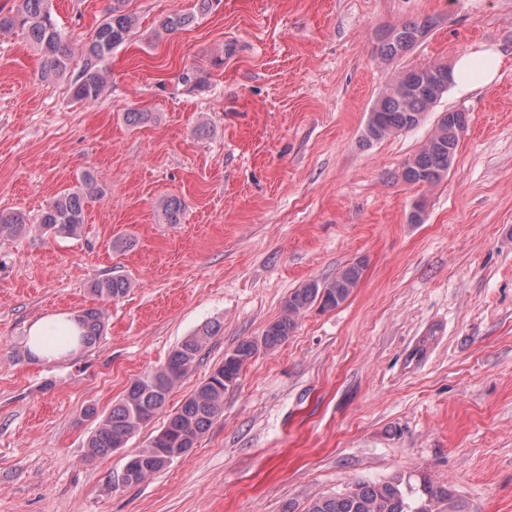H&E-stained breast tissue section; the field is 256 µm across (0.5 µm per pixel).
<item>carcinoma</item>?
<instances>
[{
	"label": "carcinoma",
	"instance_id": "1",
	"mask_svg": "<svg viewBox=\"0 0 512 512\" xmlns=\"http://www.w3.org/2000/svg\"><path fill=\"white\" fill-rule=\"evenodd\" d=\"M16 6L0 12V31L19 29L28 42L44 57L43 77H57L70 66L72 52L65 32L53 14L52 0H15ZM126 0H112L105 18L81 45L85 62L72 86L77 100L93 101L101 95L105 77L97 68L112 50L122 44L136 28V17L125 10ZM194 15L175 13L165 17L157 34H171L192 25ZM433 21H403L378 34L376 51L384 59H394L415 47L419 36L430 31ZM448 65L432 64L402 71L372 106L363 141L371 145L393 134L410 130L423 121L426 112L448 91ZM467 125L460 110L443 113L426 144L402 168L401 179L409 184H434L448 174L456 155L459 134ZM103 188L91 171L81 176L80 186L57 195L39 216L40 227L55 235H79L85 220V204L102 194ZM182 202L170 197L163 204L167 223L180 222ZM26 228L20 212H0V239L14 238ZM363 270L361 263L344 268L330 282H309L295 289L285 302L282 316L269 324L261 342L242 340L211 372L183 404L170 414L163 427L146 447L128 456L130 473L122 484L143 482L175 459L189 452L224 408V391L236 385L245 365L259 347L272 349L288 339L296 320L307 309L318 305L333 310L343 304L357 286ZM130 283L121 277L96 281L93 291L116 301L125 296ZM80 328L77 343L85 349L102 336L104 314L97 308L82 310L74 316ZM220 330V324H206L183 339L161 367L134 379L121 399L105 416H97L93 406L84 416L97 419L87 444L91 457L107 456L123 448L134 434L161 410L178 380L186 377L208 340ZM305 512H466L463 502L444 484L425 474L417 477L396 475L387 479L358 478L336 493L319 496L309 502Z\"/></svg>",
	"mask_w": 512,
	"mask_h": 512
}]
</instances>
